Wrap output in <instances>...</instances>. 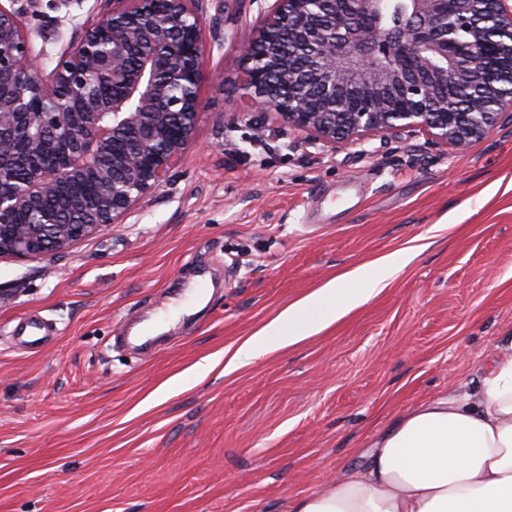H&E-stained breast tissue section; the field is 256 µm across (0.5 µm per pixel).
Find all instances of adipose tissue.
Here are the masks:
<instances>
[{"label":"adipose tissue","instance_id":"obj_1","mask_svg":"<svg viewBox=\"0 0 512 512\" xmlns=\"http://www.w3.org/2000/svg\"><path fill=\"white\" fill-rule=\"evenodd\" d=\"M395 253L329 280L236 347L225 371L298 344L365 305L403 265ZM291 512H512V343L478 389L456 386L398 416L364 466L296 498Z\"/></svg>","mask_w":512,"mask_h":512}]
</instances>
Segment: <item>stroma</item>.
<instances>
[{"instance_id":"1","label":"stroma","mask_w":512,"mask_h":512,"mask_svg":"<svg viewBox=\"0 0 512 512\" xmlns=\"http://www.w3.org/2000/svg\"><path fill=\"white\" fill-rule=\"evenodd\" d=\"M262 0H206L196 143L123 223L41 259L0 257V512H290L362 463L397 416L477 388L512 335V127L461 153L421 133L323 153L237 112ZM53 68L96 0H39ZM429 247L367 304L229 374L196 363L337 275ZM216 279L141 357L128 318ZM40 314L33 350L13 329Z\"/></svg>"}]
</instances>
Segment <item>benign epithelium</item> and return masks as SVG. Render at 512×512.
I'll return each instance as SVG.
<instances>
[{
  "label": "benign epithelium",
  "mask_w": 512,
  "mask_h": 512,
  "mask_svg": "<svg viewBox=\"0 0 512 512\" xmlns=\"http://www.w3.org/2000/svg\"><path fill=\"white\" fill-rule=\"evenodd\" d=\"M0 4V256L37 258L120 224L194 144L203 0H100L50 72L28 13ZM247 61L253 137L275 121L334 153L401 131L463 151L512 125V0H273ZM484 92L460 102L448 77ZM112 84V96L100 93ZM95 173L94 201H45Z\"/></svg>",
  "instance_id": "7a95c632"
}]
</instances>
